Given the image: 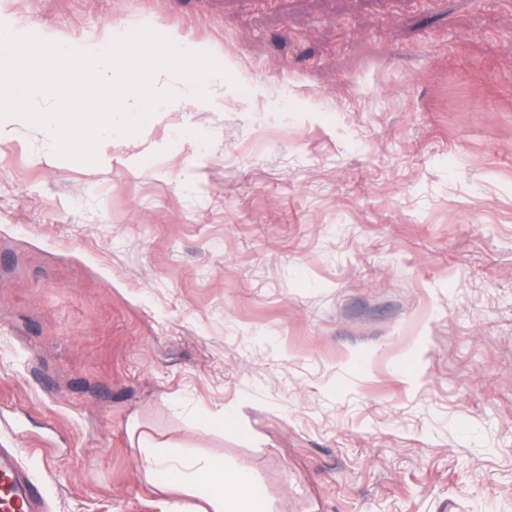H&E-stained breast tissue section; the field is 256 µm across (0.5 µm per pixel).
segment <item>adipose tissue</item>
Listing matches in <instances>:
<instances>
[{
    "label": "adipose tissue",
    "mask_w": 512,
    "mask_h": 512,
    "mask_svg": "<svg viewBox=\"0 0 512 512\" xmlns=\"http://www.w3.org/2000/svg\"><path fill=\"white\" fill-rule=\"evenodd\" d=\"M147 474L172 473L169 489L193 492L192 512H265L263 502L252 491L253 478L242 469H229L223 460L177 459L148 453L143 457Z\"/></svg>",
    "instance_id": "adipose-tissue-1"
}]
</instances>
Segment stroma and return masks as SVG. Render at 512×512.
Here are the masks:
<instances>
[{
  "instance_id": "1",
  "label": "stroma",
  "mask_w": 512,
  "mask_h": 512,
  "mask_svg": "<svg viewBox=\"0 0 512 512\" xmlns=\"http://www.w3.org/2000/svg\"><path fill=\"white\" fill-rule=\"evenodd\" d=\"M233 76L98 161L0 129V448L46 512H166L147 450L269 512H512V0H0Z\"/></svg>"
}]
</instances>
